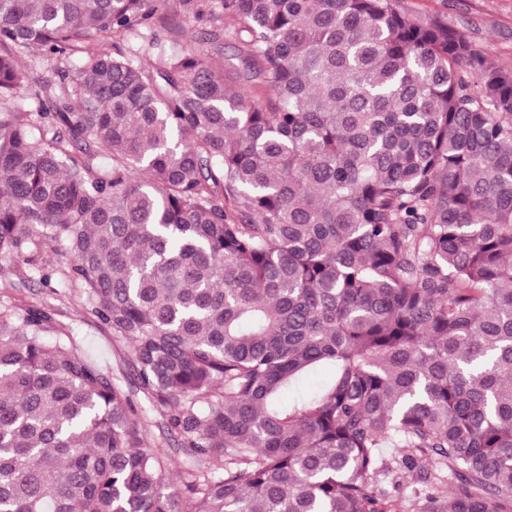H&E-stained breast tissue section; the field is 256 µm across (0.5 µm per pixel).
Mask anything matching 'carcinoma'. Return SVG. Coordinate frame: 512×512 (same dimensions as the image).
Instances as JSON below:
<instances>
[{"label":"carcinoma","instance_id":"cac0c4a2","mask_svg":"<svg viewBox=\"0 0 512 512\" xmlns=\"http://www.w3.org/2000/svg\"><path fill=\"white\" fill-rule=\"evenodd\" d=\"M398 2L0 0V257L61 245L184 454L0 307V512H398L423 457L413 512H512V69Z\"/></svg>","mask_w":512,"mask_h":512}]
</instances>
